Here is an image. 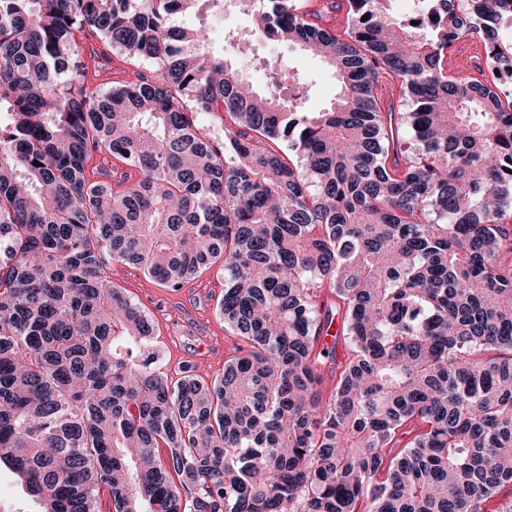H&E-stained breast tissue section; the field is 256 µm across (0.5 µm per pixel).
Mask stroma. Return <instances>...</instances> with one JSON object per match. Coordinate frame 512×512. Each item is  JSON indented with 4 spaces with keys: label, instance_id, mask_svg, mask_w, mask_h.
Returning <instances> with one entry per match:
<instances>
[{
    "label": "stroma",
    "instance_id": "obj_1",
    "mask_svg": "<svg viewBox=\"0 0 512 512\" xmlns=\"http://www.w3.org/2000/svg\"><path fill=\"white\" fill-rule=\"evenodd\" d=\"M169 25L175 29L207 27L211 45L218 52L225 46L227 32L251 35L259 56L276 61L284 72L304 73L311 86L305 103L308 111L321 112L329 108L339 91L334 74L320 59L305 55L298 48L251 34L248 16L227 11L221 0H215L207 12L199 15H174ZM106 274L113 285L123 288L150 316L155 344L169 374H176L180 364L199 356L204 359L202 369L206 378L223 373V362L203 356L204 350L213 349L216 341H223L224 353L228 356L236 345L218 313L221 297L216 289L223 286L224 277L217 268L199 273L176 291L163 288L145 276L138 266L129 263L108 262Z\"/></svg>",
    "mask_w": 512,
    "mask_h": 512
}]
</instances>
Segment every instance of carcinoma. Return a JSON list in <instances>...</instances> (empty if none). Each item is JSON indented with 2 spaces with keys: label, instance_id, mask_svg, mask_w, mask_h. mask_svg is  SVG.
I'll return each instance as SVG.
<instances>
[{
  "label": "carcinoma",
  "instance_id": "obj_1",
  "mask_svg": "<svg viewBox=\"0 0 512 512\" xmlns=\"http://www.w3.org/2000/svg\"><path fill=\"white\" fill-rule=\"evenodd\" d=\"M344 2L341 31L333 0H225L335 72L307 112L247 38L230 63L170 29L200 0H0V464L41 512H512V93L443 63L476 38L512 76V5L416 0L421 34ZM84 30L156 74L91 87L112 58ZM109 259L166 288L220 264L219 378L168 377Z\"/></svg>",
  "mask_w": 512,
  "mask_h": 512
}]
</instances>
